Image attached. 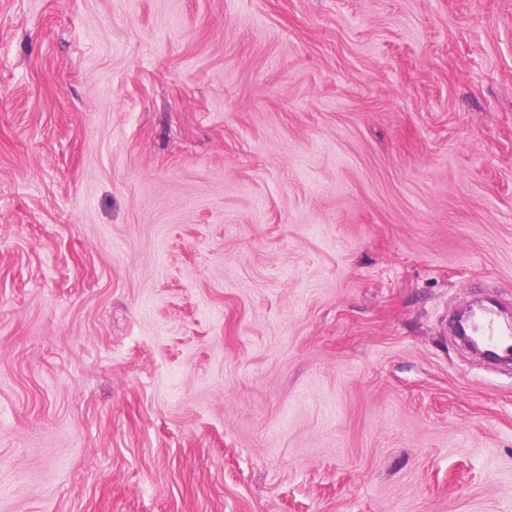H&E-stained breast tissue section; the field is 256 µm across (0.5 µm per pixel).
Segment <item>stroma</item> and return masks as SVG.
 Wrapping results in <instances>:
<instances>
[{"label":"stroma","instance_id":"1","mask_svg":"<svg viewBox=\"0 0 512 512\" xmlns=\"http://www.w3.org/2000/svg\"><path fill=\"white\" fill-rule=\"evenodd\" d=\"M512 0H0V512H512Z\"/></svg>","mask_w":512,"mask_h":512}]
</instances>
